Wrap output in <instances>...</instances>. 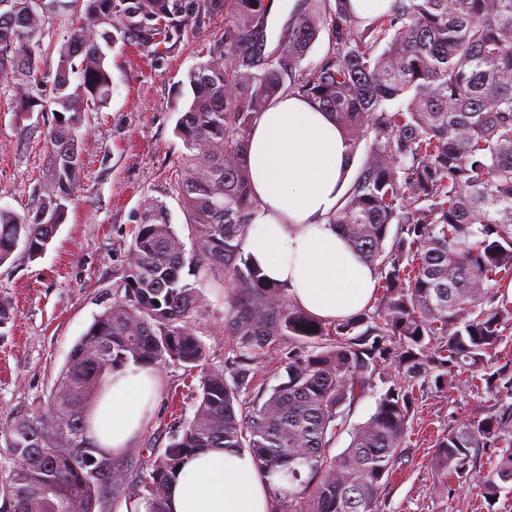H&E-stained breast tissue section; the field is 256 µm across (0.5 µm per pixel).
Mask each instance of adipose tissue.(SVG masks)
Instances as JSON below:
<instances>
[{
	"label": "adipose tissue",
	"mask_w": 512,
	"mask_h": 512,
	"mask_svg": "<svg viewBox=\"0 0 512 512\" xmlns=\"http://www.w3.org/2000/svg\"><path fill=\"white\" fill-rule=\"evenodd\" d=\"M348 141L333 117L308 101L281 96L260 114L247 164L257 214L243 242L267 279L324 319H346L373 300L374 268L354 252L330 218L346 191ZM157 382L149 369L112 372L89 411L87 436L117 454L141 433ZM277 477L249 450L212 448L190 457L172 479L171 512H271Z\"/></svg>",
	"instance_id": "obj_1"
}]
</instances>
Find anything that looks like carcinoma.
Masks as SVG:
<instances>
[{"label":"carcinoma","mask_w":512,"mask_h":512,"mask_svg":"<svg viewBox=\"0 0 512 512\" xmlns=\"http://www.w3.org/2000/svg\"><path fill=\"white\" fill-rule=\"evenodd\" d=\"M351 0H298L274 49L266 0H0V74L18 111L46 110L51 170L33 217L0 208V265L17 249L39 256L77 186V132L89 104H107L112 77L100 40L116 15L143 19L150 43L164 20L174 31L224 13L225 45L191 69L192 100L176 135L178 190L188 239L166 204L147 199L124 271L125 295L98 315L71 351L47 402L0 430L12 467L0 498L12 512H95L109 491L146 512H169V480L202 448H247L280 478L274 512H377L401 457L425 380L453 390L512 396V371L496 348L512 334V0H391L362 20ZM79 16L58 48L49 87L31 92L43 60L35 48L49 14ZM327 50L302 65L321 32ZM79 84L70 87V74ZM297 95L334 116L361 164L332 223L377 275L363 312L323 320L298 307L243 250L256 212L246 156L259 115ZM224 286L231 363L214 368L197 336L203 284ZM315 331H309V328ZM288 358L270 388L257 364L283 337ZM179 364L200 375L197 405L165 450L135 478L86 438V409L107 374L129 364ZM393 376L385 379L386 370ZM389 384L374 413L336 454L351 407ZM501 448L476 469L477 450ZM438 481L477 479L494 497L512 485V403L460 421L435 445Z\"/></svg>","instance_id":"carcinoma-1"}]
</instances>
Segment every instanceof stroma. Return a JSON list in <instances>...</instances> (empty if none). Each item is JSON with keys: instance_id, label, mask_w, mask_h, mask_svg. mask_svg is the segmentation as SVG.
Listing matches in <instances>:
<instances>
[{"instance_id": "1", "label": "stroma", "mask_w": 512, "mask_h": 512, "mask_svg": "<svg viewBox=\"0 0 512 512\" xmlns=\"http://www.w3.org/2000/svg\"><path fill=\"white\" fill-rule=\"evenodd\" d=\"M114 42L107 62L112 95L90 108L78 130L83 165L64 221L44 252L16 251L0 266V296L12 319L0 329V426L45 403L74 345L94 319L125 293L123 271L142 203H166L172 224L186 233L177 169L186 149L175 127L192 92L186 75L224 39V17L182 25L178 36L142 45L122 17L112 20ZM54 112H17L7 78L0 77V207L35 213L47 179L49 149L44 131ZM207 311L197 326L210 363L224 367V290L205 288ZM159 392L142 433L118 454L137 472L165 448L177 426L192 418L197 380L183 366L154 369ZM497 397L467 384L446 390L427 384L418 401L404 455L381 493L378 512H512V492L483 497L477 482L448 486L435 477V440L476 413L497 411Z\"/></svg>"}]
</instances>
